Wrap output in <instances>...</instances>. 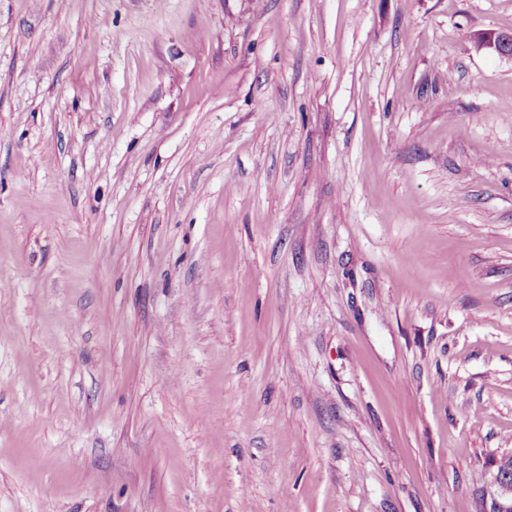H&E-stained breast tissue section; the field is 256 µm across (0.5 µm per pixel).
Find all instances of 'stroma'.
Here are the masks:
<instances>
[{
  "mask_svg": "<svg viewBox=\"0 0 512 512\" xmlns=\"http://www.w3.org/2000/svg\"><path fill=\"white\" fill-rule=\"evenodd\" d=\"M512 0H0V512H489ZM473 39L478 48L489 49L501 56L512 57V34H490L477 32Z\"/></svg>",
  "mask_w": 512,
  "mask_h": 512,
  "instance_id": "obj_1",
  "label": "stroma"
}]
</instances>
